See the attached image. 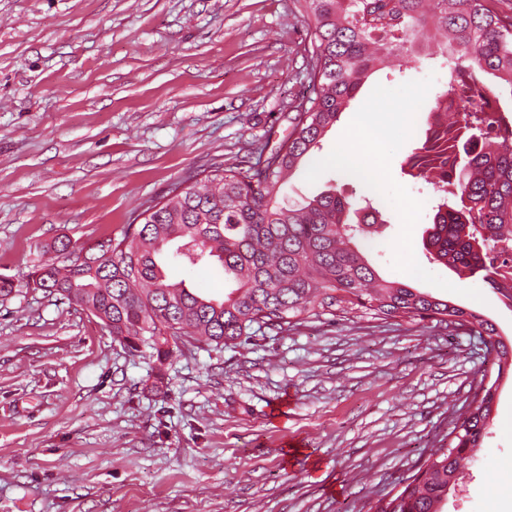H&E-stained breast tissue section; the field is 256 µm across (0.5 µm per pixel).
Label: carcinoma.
<instances>
[{"label":"carcinoma","instance_id":"cac0c4a2","mask_svg":"<svg viewBox=\"0 0 512 512\" xmlns=\"http://www.w3.org/2000/svg\"><path fill=\"white\" fill-rule=\"evenodd\" d=\"M307 28V79L313 95L291 107L288 135L257 149L247 165L200 171L186 188L175 184L108 245L70 241L35 266L33 287L77 304L99 320L129 353L168 360L204 347L248 342L256 329L287 331L326 315L362 312L377 321L432 319L488 337L495 380L479 381L466 413L425 466L376 512H441L492 420L496 382L512 374V344L481 315L405 283L381 278L360 240L377 217L349 198L321 193L302 205L278 194L377 66L420 62L421 37L434 32L448 60V89L431 111L448 112V91L470 105L471 118L426 128L402 160L401 173L433 186L442 203L427 229L425 249L459 275L482 279L512 302V284L498 266L512 252V148L483 140L479 100L512 91V13L487 0H296ZM196 265L218 261L238 287L214 298L185 281L169 280L161 256Z\"/></svg>","mask_w":512,"mask_h":512}]
</instances>
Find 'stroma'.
<instances>
[{
    "instance_id": "obj_1",
    "label": "stroma",
    "mask_w": 512,
    "mask_h": 512,
    "mask_svg": "<svg viewBox=\"0 0 512 512\" xmlns=\"http://www.w3.org/2000/svg\"><path fill=\"white\" fill-rule=\"evenodd\" d=\"M306 42L294 0H0V512H375L465 411L486 346L431 319L263 328L161 363L27 284L47 245L121 236L174 184L287 135ZM447 83L436 52L376 68L278 200L370 199L381 277L511 342L512 301L427 259L432 193L399 172ZM355 131L371 154L339 166ZM166 273L234 287L212 262ZM462 476L443 512H512L511 377Z\"/></svg>"
}]
</instances>
